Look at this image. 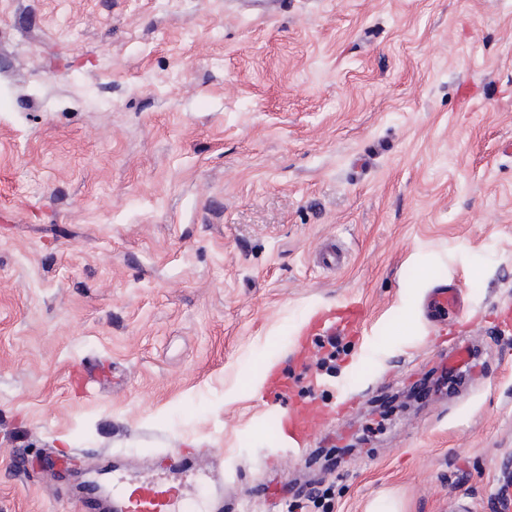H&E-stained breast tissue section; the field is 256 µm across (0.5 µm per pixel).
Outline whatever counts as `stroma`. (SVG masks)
I'll return each instance as SVG.
<instances>
[{
	"label": "stroma",
	"instance_id": "35a3bbf8",
	"mask_svg": "<svg viewBox=\"0 0 512 512\" xmlns=\"http://www.w3.org/2000/svg\"><path fill=\"white\" fill-rule=\"evenodd\" d=\"M64 454L199 512H503L512 0H0V512H75ZM460 288L459 285H451L447 288L438 289L427 300L428 312L433 313L434 317L448 315V312L462 313L460 310ZM323 409L315 403L296 405L275 420L278 435L302 444L310 433L321 425Z\"/></svg>",
	"mask_w": 512,
	"mask_h": 512
}]
</instances>
